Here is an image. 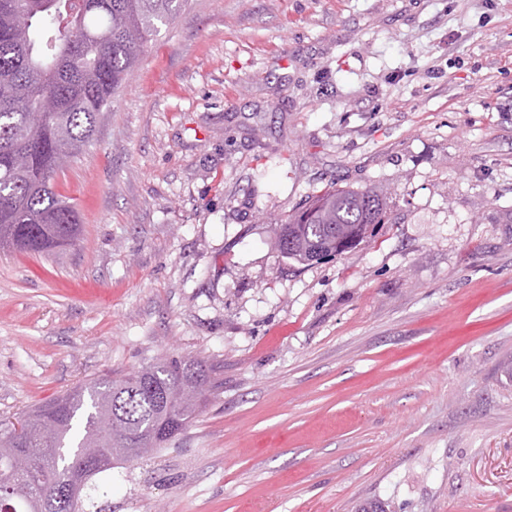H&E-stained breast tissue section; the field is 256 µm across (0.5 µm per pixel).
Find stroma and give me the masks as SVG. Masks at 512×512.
<instances>
[{"mask_svg": "<svg viewBox=\"0 0 512 512\" xmlns=\"http://www.w3.org/2000/svg\"><path fill=\"white\" fill-rule=\"evenodd\" d=\"M0 250V420L169 357L223 382L112 512H512V0H191ZM384 190L365 244L274 226ZM314 209L310 216L308 210ZM387 216L386 198L374 191L331 189L275 224L285 258L298 264L340 255L370 239Z\"/></svg>", "mask_w": 512, "mask_h": 512, "instance_id": "1", "label": "stroma"}]
</instances>
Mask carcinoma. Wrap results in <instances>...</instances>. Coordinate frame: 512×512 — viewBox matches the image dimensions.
<instances>
[{
	"label": "carcinoma",
	"mask_w": 512,
	"mask_h": 512,
	"mask_svg": "<svg viewBox=\"0 0 512 512\" xmlns=\"http://www.w3.org/2000/svg\"><path fill=\"white\" fill-rule=\"evenodd\" d=\"M189 0H0V249L56 254L82 225L55 189L60 156L90 143L144 46ZM386 198L331 189L276 225L283 256L305 264L340 255L385 223ZM219 389L202 361L172 358L106 371L0 424V512H33L69 488L97 449L84 489L56 512H102L99 477L180 434Z\"/></svg>",
	"instance_id": "1"
}]
</instances>
